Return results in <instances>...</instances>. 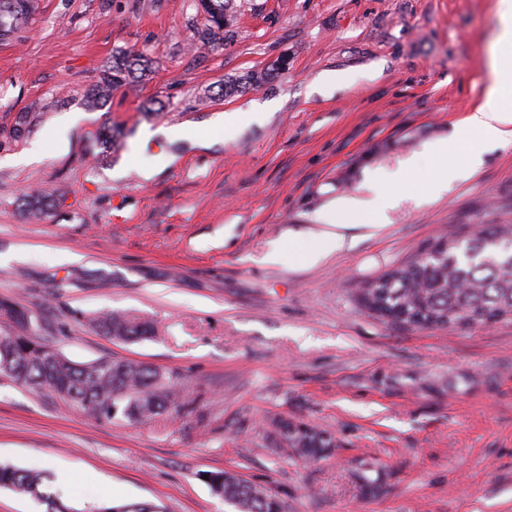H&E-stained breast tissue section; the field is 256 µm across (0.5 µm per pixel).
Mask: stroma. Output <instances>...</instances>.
Wrapping results in <instances>:
<instances>
[{
  "label": "stroma",
  "mask_w": 512,
  "mask_h": 512,
  "mask_svg": "<svg viewBox=\"0 0 512 512\" xmlns=\"http://www.w3.org/2000/svg\"><path fill=\"white\" fill-rule=\"evenodd\" d=\"M235 4L215 49L193 45L197 0H34L0 36V299L73 361L151 365L178 402L144 423L95 420L0 374V464L47 471L79 510L233 512L202 478L229 470L286 512H512V323L398 327L355 297L447 229L512 224V146L440 198L406 191L381 226L356 218L323 261L302 256L321 215L373 172L412 158L425 183L434 142L464 160L452 136L484 96L499 0ZM118 50L147 52L153 69L94 106ZM279 58L281 77L218 96ZM327 72L355 81L315 91ZM187 126L200 143L180 138ZM36 192L59 201L32 220ZM103 310L153 319L156 338L103 336L91 326ZM282 419L335 448L300 455ZM0 315L9 318L22 329L27 328V322L31 325L36 320L29 309L8 300H0Z\"/></svg>",
  "instance_id": "stroma-1"
}]
</instances>
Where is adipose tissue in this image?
<instances>
[{
	"label": "adipose tissue",
	"instance_id": "1",
	"mask_svg": "<svg viewBox=\"0 0 512 512\" xmlns=\"http://www.w3.org/2000/svg\"><path fill=\"white\" fill-rule=\"evenodd\" d=\"M500 24L489 58L488 90L483 100L467 113L457 131V140L468 148L466 158L463 163H452L446 146H434L443 172L435 180L417 186L419 195L431 199L442 196L454 182L478 172L486 151L512 145V0L503 9ZM404 187V176L397 173L378 179L371 197H342L334 201L322 216L325 229L313 235L308 243L305 261L318 263L341 248L343 231L355 216L368 214L375 222H382Z\"/></svg>",
	"mask_w": 512,
	"mask_h": 512
}]
</instances>
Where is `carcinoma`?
I'll return each instance as SVG.
<instances>
[{"label":"carcinoma","mask_w":512,"mask_h":512,"mask_svg":"<svg viewBox=\"0 0 512 512\" xmlns=\"http://www.w3.org/2000/svg\"><path fill=\"white\" fill-rule=\"evenodd\" d=\"M206 23L197 29L201 48L224 43L232 36L233 0H198ZM31 0H3L0 4V35L13 32L30 14ZM152 60L144 52L117 51L106 63L102 78L88 90L92 103L102 105L112 92L149 76ZM284 74L270 67L224 83L219 96L231 97L258 87ZM55 206L44 194L30 197L28 215L39 217ZM435 242L445 246L425 260L413 258L392 267L393 281L373 282L358 289V301L368 312L395 325L422 329H452L463 322L473 328L512 321V224H490L469 236L441 235ZM0 315L25 329L36 320L29 309L0 300ZM92 324L103 335L122 342L154 339L152 320L123 312H102ZM10 372L20 385L41 394L63 399L94 419L121 417L144 422L175 402L173 390L163 384L157 370L144 363L100 359L77 363L44 341L23 334L0 340V374ZM279 435L290 447L314 458L334 447L331 437L310 426L279 421ZM211 493L234 507L235 512H285L284 504L262 488L224 470L206 473ZM49 476L39 469L0 465V488L29 496L48 506V512H78L55 501L44 491ZM94 512H163L150 503L102 506Z\"/></svg>","instance_id":"obj_1"}]
</instances>
